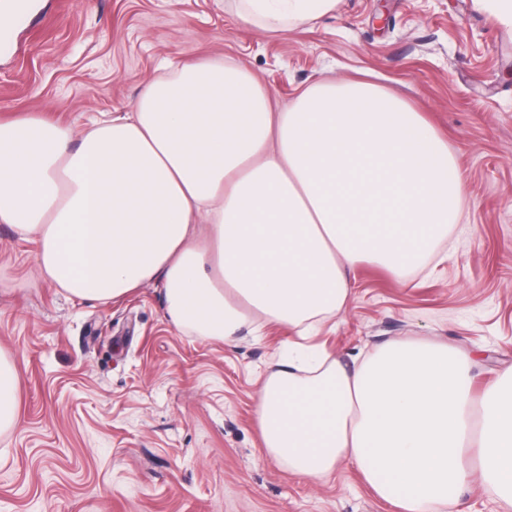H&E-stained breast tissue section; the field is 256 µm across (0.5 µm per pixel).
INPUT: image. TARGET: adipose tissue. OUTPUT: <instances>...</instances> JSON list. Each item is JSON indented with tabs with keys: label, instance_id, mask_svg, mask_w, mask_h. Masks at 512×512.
Here are the masks:
<instances>
[{
	"label": "adipose tissue",
	"instance_id": "1",
	"mask_svg": "<svg viewBox=\"0 0 512 512\" xmlns=\"http://www.w3.org/2000/svg\"><path fill=\"white\" fill-rule=\"evenodd\" d=\"M340 0H241L266 33ZM132 111L80 139L39 115L0 121V223L38 245L43 276L77 299L164 286L176 327L234 340L254 314L289 342L256 419L294 474L356 466L398 512H442L469 481L512 504V368L475 404L474 359L394 341L347 366L308 338L350 298V273L405 276L461 218L462 180L420 112L365 81L321 80L279 106L239 62L170 61ZM21 377L0 348V435Z\"/></svg>",
	"mask_w": 512,
	"mask_h": 512
}]
</instances>
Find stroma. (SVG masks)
<instances>
[{"label": "stroma", "instance_id": "stroma-1", "mask_svg": "<svg viewBox=\"0 0 512 512\" xmlns=\"http://www.w3.org/2000/svg\"><path fill=\"white\" fill-rule=\"evenodd\" d=\"M0 29V120L36 113L81 132L128 111L165 60L234 59L280 102L322 79L371 77L447 141L463 216L401 278L362 263L314 341L350 364L434 338L480 360L482 395L512 365V30L474 0H341L274 35L230 0H29ZM35 242L0 224V347L21 376L20 425L0 436V512H396L356 467L290 474L265 450L259 379L294 339L227 344L169 319L160 283L109 304L39 273Z\"/></svg>", "mask_w": 512, "mask_h": 512}]
</instances>
